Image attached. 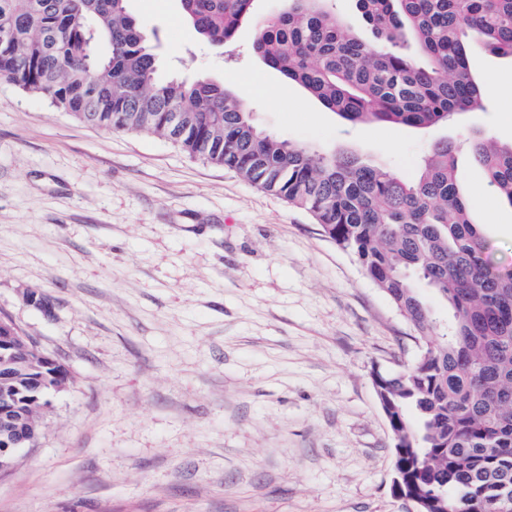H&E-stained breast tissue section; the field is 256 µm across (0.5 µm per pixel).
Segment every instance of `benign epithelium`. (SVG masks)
Returning <instances> with one entry per match:
<instances>
[{"label":"benign epithelium","mask_w":512,"mask_h":512,"mask_svg":"<svg viewBox=\"0 0 512 512\" xmlns=\"http://www.w3.org/2000/svg\"><path fill=\"white\" fill-rule=\"evenodd\" d=\"M26 336L16 325L0 326V472L13 468L21 435L33 436L38 425L28 411L38 407L45 411L51 405L50 396L65 389L67 380L58 368V361L45 351L33 350L34 363L41 375L24 386L18 385L16 369L18 351Z\"/></svg>","instance_id":"7a95c632"}]
</instances>
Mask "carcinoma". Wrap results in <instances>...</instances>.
<instances>
[{"instance_id": "cac0c4a2", "label": "carcinoma", "mask_w": 512, "mask_h": 512, "mask_svg": "<svg viewBox=\"0 0 512 512\" xmlns=\"http://www.w3.org/2000/svg\"><path fill=\"white\" fill-rule=\"evenodd\" d=\"M194 31L217 44L254 20L257 57L351 124L429 128L485 110L473 46L512 58V0H357L379 45L324 7L282 0H180ZM0 81L105 130L164 138L309 213L352 255L412 326L420 350L375 377L391 418L395 469L426 512H496L512 482V269L489 243L461 188L455 143L432 142L406 180L351 152L317 153L259 129L223 84L161 78L152 34L127 0H0ZM189 117L184 125L172 118ZM470 159L512 207V142L479 130ZM442 300L443 317L426 302Z\"/></svg>"}]
</instances>
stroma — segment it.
<instances>
[{
  "label": "stroma",
  "mask_w": 512,
  "mask_h": 512,
  "mask_svg": "<svg viewBox=\"0 0 512 512\" xmlns=\"http://www.w3.org/2000/svg\"><path fill=\"white\" fill-rule=\"evenodd\" d=\"M162 75L223 83L261 130L415 177L459 131L352 125L253 52L214 46L178 0H128ZM469 123L512 141V60ZM464 193L512 268V207L459 152ZM42 295L50 312L30 304ZM0 315L69 371L0 512H412L373 375L411 326L304 211L149 135L106 131L0 82Z\"/></svg>",
  "instance_id": "stroma-1"
}]
</instances>
